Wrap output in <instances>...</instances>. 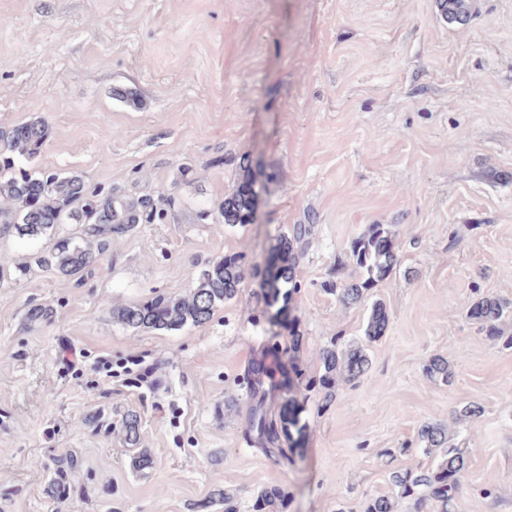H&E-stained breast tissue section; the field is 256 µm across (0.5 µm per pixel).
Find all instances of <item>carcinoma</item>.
<instances>
[{"label":"carcinoma","mask_w":512,"mask_h":512,"mask_svg":"<svg viewBox=\"0 0 512 512\" xmlns=\"http://www.w3.org/2000/svg\"><path fill=\"white\" fill-rule=\"evenodd\" d=\"M52 129L43 118H31L0 127V229L14 233L20 239L47 236L53 240L50 251L39 257L41 266L52 269L61 277L81 278L109 248L112 237L134 232L141 224H169L175 219L176 198L173 194L130 197L109 187H90L76 172L43 170L34 162L50 140ZM240 177L236 188L224 196L214 208H204L196 214L200 222L244 227L256 218V194L252 159L244 156L239 162ZM62 224H79L81 229L62 236ZM314 225L294 224L280 235L271 248L275 271L269 276L265 269L253 268V274L263 278L266 288L262 318L278 319L289 313L293 296L301 288L296 268L305 253ZM399 264L397 231L386 224H371L360 236L351 240L346 259L336 262V279L325 285L326 291L346 307L360 306L374 286L387 279ZM246 255L227 254L207 262L202 268H190L188 290L179 295L159 293L151 299L117 306L113 318L133 331H180L188 325L207 324L224 304L242 293ZM505 315L500 300L483 297L468 309L471 320L485 327L490 336L512 349V336H505L497 326ZM53 309L47 305L30 306L25 322L39 326L51 321ZM389 316L383 303L372 304L367 316L364 336L373 342L381 338L388 327ZM321 374L309 378L296 369V392L272 406L274 393L279 390L274 369L266 359L247 367L243 385L251 400L246 429L256 447L267 455L287 457L286 449L301 444L309 424L302 416L303 406L298 396L309 392L322 394L328 405L340 384L362 378L369 369V358L363 349H343L333 342L320 355ZM427 372L449 382L452 372L448 360L435 356ZM140 416L129 411L122 416L120 428L125 442L132 449L133 466L145 470L152 466L151 455L140 448ZM419 448L431 458L427 466L397 469L390 473L393 488L390 495L368 500L360 512H396L404 501L410 512H424L428 503H435L438 512H452L458 498L468 460L454 444L448 429L440 424L424 423L417 432ZM78 466L76 457L69 455L57 460L55 477L50 486L59 499L69 492L68 474ZM288 492L278 486L261 489L253 502L254 512H283Z\"/></svg>","instance_id":"cac0c4a2"}]
</instances>
